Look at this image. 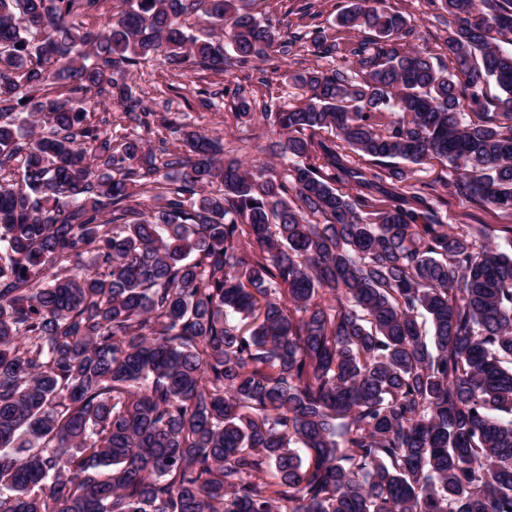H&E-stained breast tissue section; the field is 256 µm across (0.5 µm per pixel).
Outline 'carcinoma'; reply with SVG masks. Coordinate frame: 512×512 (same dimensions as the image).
Returning a JSON list of instances; mask_svg holds the SVG:
<instances>
[{
    "label": "carcinoma",
    "mask_w": 512,
    "mask_h": 512,
    "mask_svg": "<svg viewBox=\"0 0 512 512\" xmlns=\"http://www.w3.org/2000/svg\"><path fill=\"white\" fill-rule=\"evenodd\" d=\"M119 2L95 31L104 0H0V512H512V226L415 177L512 215V0H438L446 65L387 0L339 5L352 40ZM302 40L337 66L262 106L282 170L176 117L185 152L151 145L138 65ZM95 119L96 121H98V119L107 120L106 127L112 129L114 136L116 134L125 133L124 128H129L130 131V126H135L134 123L130 124L121 108H112L111 99L106 100L105 107L97 112ZM416 177L424 183H431L437 194L446 202L449 224H511L512 216L499 211L486 210L478 205L459 202V199L444 184L448 182V168L443 161L433 159L421 166Z\"/></svg>",
    "instance_id": "carcinoma-1"
}]
</instances>
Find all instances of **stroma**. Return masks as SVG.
Returning a JSON list of instances; mask_svg holds the SVG:
<instances>
[{"label":"stroma","instance_id":"stroma-1","mask_svg":"<svg viewBox=\"0 0 512 512\" xmlns=\"http://www.w3.org/2000/svg\"><path fill=\"white\" fill-rule=\"evenodd\" d=\"M314 2L316 25L332 28L333 19L341 0H264L267 17L280 25H297L306 2ZM393 9L409 14L418 25L422 43L434 54H442L445 27L437 22L440 12L433 0H389ZM329 68L328 60L317 58L309 48L296 49L293 54L276 63H259L253 68H233L226 73L204 71L189 74L185 80L187 88L183 96L168 92L167 84L173 82L172 73L158 67H147L135 73L134 84L145 89V103L157 113L176 111L183 113L188 124L220 134L226 149L237 151L246 161H270L269 145L271 134L261 121L246 124L237 122L232 116V93L236 85L248 86L254 101L273 100L283 106L298 103L301 92L285 86L283 70H298L311 67ZM214 95L216 108L206 110L200 107L198 99L202 94ZM421 182L434 185L444 199L448 221L452 224H511L512 216L494 212L480 206L459 202L446 187L448 169L443 161L434 159L423 165L417 174Z\"/></svg>","mask_w":512,"mask_h":512}]
</instances>
